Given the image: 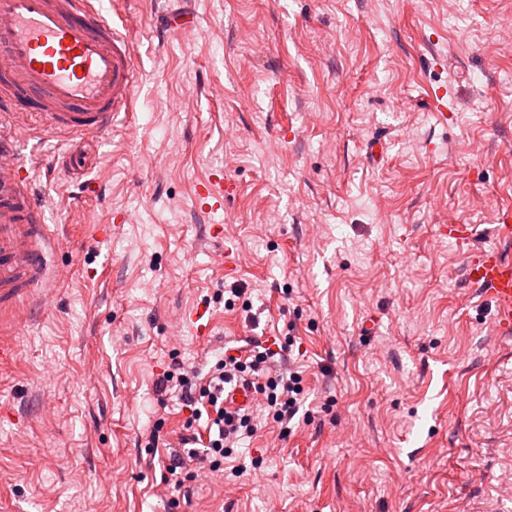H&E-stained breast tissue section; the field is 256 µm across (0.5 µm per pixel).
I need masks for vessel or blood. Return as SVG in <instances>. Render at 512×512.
<instances>
[{
    "label": "vessel or blood",
    "mask_w": 512,
    "mask_h": 512,
    "mask_svg": "<svg viewBox=\"0 0 512 512\" xmlns=\"http://www.w3.org/2000/svg\"><path fill=\"white\" fill-rule=\"evenodd\" d=\"M102 0H0V122L58 138L102 136L133 111L137 70L130 31L105 16ZM14 162L0 147V316L16 318L49 296L50 228ZM224 172L196 188L195 203L224 208ZM467 281L495 303L499 332L512 331V259L480 250Z\"/></svg>",
    "instance_id": "obj_1"
}]
</instances>
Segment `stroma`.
I'll return each mask as SVG.
<instances>
[{
	"label": "stroma",
	"instance_id": "stroma-1",
	"mask_svg": "<svg viewBox=\"0 0 512 512\" xmlns=\"http://www.w3.org/2000/svg\"><path fill=\"white\" fill-rule=\"evenodd\" d=\"M118 11L135 21L129 121L100 140L7 139L69 275L10 331L0 495L14 512H512V335L464 278L479 249L512 256L493 234L512 208V0ZM177 15L192 24L175 34ZM218 167L232 191L201 212L194 189ZM126 213L150 235L98 238ZM197 308L203 338L182 323ZM289 332L305 404L288 436L261 426L171 507L166 452L138 439L158 422L175 445L205 424L160 406L155 381Z\"/></svg>",
	"mask_w": 512,
	"mask_h": 512
}]
</instances>
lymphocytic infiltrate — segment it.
Here are the masks:
<instances>
[{
  "label": "lymphocytic infiltrate",
  "mask_w": 512,
  "mask_h": 512,
  "mask_svg": "<svg viewBox=\"0 0 512 512\" xmlns=\"http://www.w3.org/2000/svg\"><path fill=\"white\" fill-rule=\"evenodd\" d=\"M294 342V336L289 335L275 348L256 342L243 354L232 347L225 349L204 376L181 364L164 372L155 386L157 396L175 395L195 421L203 418L202 406H210L212 411L207 418L210 428L207 441H200L195 434L181 436L179 447L171 449L168 455L162 479L172 497L183 495L188 482L194 481L195 476L189 471L192 462L204 461L211 470H220L238 443L257 430L252 411L225 410L226 383L240 380L250 384L262 397L261 407L267 419L279 427L281 434H288L303 394L301 374L284 366Z\"/></svg>",
  "instance_id": "lymphocytic-infiltrate-1"
}]
</instances>
